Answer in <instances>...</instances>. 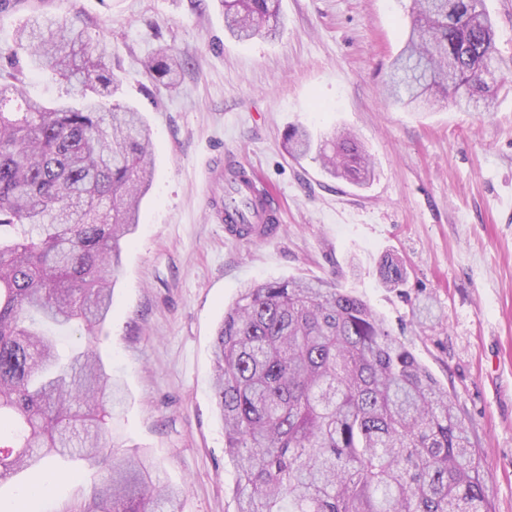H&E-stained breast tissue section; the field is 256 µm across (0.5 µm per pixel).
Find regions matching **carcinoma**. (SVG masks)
Returning <instances> with one entry per match:
<instances>
[{
	"label": "carcinoma",
	"instance_id": "cac0c4a2",
	"mask_svg": "<svg viewBox=\"0 0 512 512\" xmlns=\"http://www.w3.org/2000/svg\"><path fill=\"white\" fill-rule=\"evenodd\" d=\"M239 41L273 40L278 0H222ZM17 46L70 86L47 105L26 96L17 51L0 48V484L56 460L109 464L80 512H177L180 491L107 439L112 369L96 330L112 309L122 244L139 221L153 161L141 111L113 99L107 43L73 20L29 18ZM512 71L484 0H413L387 92L415 109L445 99L488 111L484 69ZM155 80L173 87L167 51ZM296 158L362 185L372 163L349 133L322 144L284 134ZM238 234L262 210L240 207ZM382 283L398 288L388 258ZM213 392L236 473L235 512H490L488 477L447 390L365 302L333 280L276 279L245 288L214 342Z\"/></svg>",
	"mask_w": 512,
	"mask_h": 512
}]
</instances>
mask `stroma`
<instances>
[{
    "mask_svg": "<svg viewBox=\"0 0 512 512\" xmlns=\"http://www.w3.org/2000/svg\"><path fill=\"white\" fill-rule=\"evenodd\" d=\"M412 0H279V39L239 42L220 0H7L0 45L32 14L74 19L110 47L117 99L151 129L154 176L124 243L99 350L124 407L122 451L180 489L179 512H234L235 473L211 387L216 331L247 285L335 279L447 388L472 429L492 512H512V72L491 114L416 113L384 94ZM175 88L146 69L158 47ZM348 131L373 178L357 186L284 148L288 127ZM243 163L281 221L232 239L207 217L211 167ZM405 283L384 287L385 258ZM102 468L70 463L0 485V512H79Z\"/></svg>",
    "mask_w": 512,
    "mask_h": 512,
    "instance_id": "stroma-1",
    "label": "stroma"
}]
</instances>
